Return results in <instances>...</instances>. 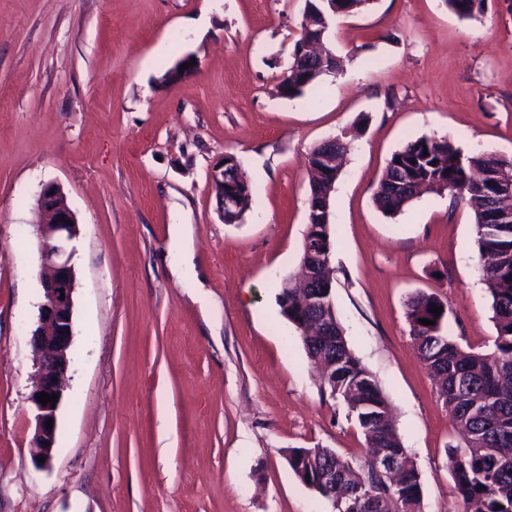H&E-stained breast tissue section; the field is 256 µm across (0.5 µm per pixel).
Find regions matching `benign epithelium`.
<instances>
[{"label": "benign epithelium", "instance_id": "obj_1", "mask_svg": "<svg viewBox=\"0 0 512 512\" xmlns=\"http://www.w3.org/2000/svg\"><path fill=\"white\" fill-rule=\"evenodd\" d=\"M235 161L227 155L224 162L211 169L209 181L219 204L221 215L238 216L242 199L248 195L245 183L234 168ZM40 220L39 240L40 282L42 302L38 306V320L31 333V341L39 354L34 374L32 404L35 428L30 451L33 458L45 457L50 462L57 442V425L46 426V421L57 419L59 407L52 403L42 405L37 396L45 392L57 395L62 401L64 382L71 365V347L74 336V291L76 274L73 264L79 236V223L67 203L63 188L54 182L45 184L37 200ZM308 223H329L328 198L319 193L309 208ZM331 500L341 505L340 512H350L355 505L369 497L368 486L359 483L347 489L330 492Z\"/></svg>", "mask_w": 512, "mask_h": 512}]
</instances>
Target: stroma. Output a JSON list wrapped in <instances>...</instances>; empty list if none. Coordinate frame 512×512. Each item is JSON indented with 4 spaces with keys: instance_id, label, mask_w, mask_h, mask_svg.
<instances>
[{
    "instance_id": "35a3bbf8",
    "label": "stroma",
    "mask_w": 512,
    "mask_h": 512,
    "mask_svg": "<svg viewBox=\"0 0 512 512\" xmlns=\"http://www.w3.org/2000/svg\"><path fill=\"white\" fill-rule=\"evenodd\" d=\"M304 0H0V512H332L289 448L365 440L277 302L300 262L310 150L348 154L330 202L333 303L421 477L423 512H465L457 433L409 335L415 293L488 353L496 330L470 208L425 193L387 215L375 185L421 136L512 159V0H371L336 18L343 61L302 96L276 84ZM193 56L191 75L163 79ZM234 155L253 200L224 223L208 181ZM59 183L79 221L72 365L47 467L28 401L42 301L36 203ZM193 225L198 300L164 261Z\"/></svg>"
}]
</instances>
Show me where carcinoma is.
<instances>
[{
    "label": "carcinoma",
    "mask_w": 512,
    "mask_h": 512,
    "mask_svg": "<svg viewBox=\"0 0 512 512\" xmlns=\"http://www.w3.org/2000/svg\"><path fill=\"white\" fill-rule=\"evenodd\" d=\"M460 18L483 12L484 0H446ZM326 0H305L304 12L312 23L300 25V43L329 30L323 20H332ZM334 72L331 63L304 75L293 69L282 75L277 95L294 98L316 80ZM322 143L309 154L310 189L323 190L337 180L326 160ZM479 173L493 174L507 184L512 179V160L492 153L465 155L446 138L422 136L408 142L390 158L373 193L374 202L386 214L401 212L417 196L413 186L448 195L468 205L474 215L479 258L485 288L492 299L496 328L495 349L490 354L465 351L447 334V310L439 297L416 293L405 302L409 335L421 359L437 379L439 396L449 406L461 444L448 446V466L461 499L474 505V512H512V196L483 187ZM317 251L325 259L317 269L309 265L314 249L311 234L304 235L299 276L315 271L321 287L311 291L312 303L302 306L297 289L286 283L279 293L281 314L300 332L309 358L325 368L324 384L330 395L341 400L348 417L365 436L369 447L381 445L396 458L395 466L381 476L373 457L348 460L332 448L310 454L308 448L288 450V464L301 481L329 498L328 488L318 481L319 472H336V482L345 485L366 481L373 493L372 504L355 512H422V485L414 465L404 461V448L390 416V405L374 375L350 349L343 325L333 306L330 257L333 240L329 225H320ZM440 307L436 315L431 308ZM320 314L332 328V341L305 333L303 325ZM421 319L433 324L425 326ZM501 509H496V506Z\"/></svg>",
    "instance_id": "cac0c4a2"
}]
</instances>
